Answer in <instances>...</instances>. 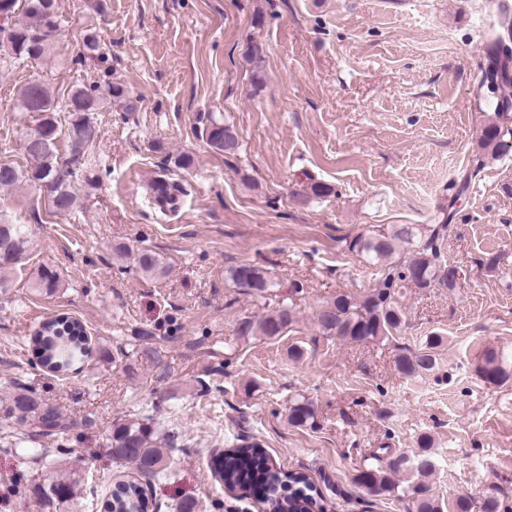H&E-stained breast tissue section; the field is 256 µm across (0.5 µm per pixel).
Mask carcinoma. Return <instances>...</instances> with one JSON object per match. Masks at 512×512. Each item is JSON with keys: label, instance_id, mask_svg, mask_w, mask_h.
Here are the masks:
<instances>
[{"label": "carcinoma", "instance_id": "1", "mask_svg": "<svg viewBox=\"0 0 512 512\" xmlns=\"http://www.w3.org/2000/svg\"><path fill=\"white\" fill-rule=\"evenodd\" d=\"M6 3L7 18L0 21V67L12 68L41 61L53 49L36 39V33L53 23L61 27L55 0H0ZM500 33L488 46V66L483 82L496 94L495 120L480 131L478 146L495 156L505 147V136H512V98L504 88L512 84L508 62L512 60V12H504L499 20ZM100 36L93 25L81 32L77 58L81 61L99 57ZM16 108L25 118L35 121L27 136L41 141V150L29 155L30 165L20 169L0 162V188H11L21 183L49 188V202L57 214L69 213L80 206V194L74 185V172L65 170L58 162L57 139L60 136L56 114L67 113L65 136L71 160L83 166L95 165L86 149L100 134L93 121V113L107 106H117L124 112L136 111V101L120 83L86 87L71 85L66 95L55 98L51 89L38 79L28 81L16 92ZM207 142L216 150L224 151V140L237 137L233 127L212 117L204 128ZM147 192L163 214L177 208L183 193L181 184L157 178ZM448 211L440 207L434 224H400L392 234L385 236L358 235L346 241L349 252L363 257L380 268V278L368 294L360 297L340 294L323 305L316 314L322 333L343 342L358 343L387 339L401 331L406 324L402 301L403 289L415 287L451 288L457 266L442 252V244L450 232ZM32 240L23 224H0V270L8 269L24 259ZM141 274L149 277L165 275L166 267L160 255L151 248H140L134 254ZM228 278L239 288L261 297L277 287L274 278L265 269L255 265H241L228 270ZM57 272L47 266L41 268L37 285L45 293L55 291ZM293 322L288 306H282L257 317H244L236 327L242 337L259 336L274 339L287 333ZM444 337L433 333L417 351L402 354L396 360L397 370L407 378H416L433 372L437 367V349ZM37 363L52 373H65L89 355V336L82 323L72 317L57 316L43 322L30 338ZM483 382L500 385L512 379V369L504 365L501 355L488 350L483 364L478 367ZM20 404L28 407V414L14 420L20 426L12 443L13 448L24 449L47 469L54 468L56 460L50 458L46 448L29 447L34 436H57L68 431L70 423L58 408L46 404L32 390L17 387L6 396L5 417ZM288 424L293 427H315V409L305 398L294 400L287 408ZM177 433L154 421L149 414H132L112 424L108 435L110 456L121 464H130L149 482L167 475L169 453L177 449ZM431 439L419 440V451L409 458L400 456L389 468L368 467L359 472L356 481L375 495H391L398 491L399 481L394 475L407 472L416 477L409 484L414 495V512H471L469 498L458 496L445 506L428 494L425 479L435 471L430 453ZM212 468L228 488L258 487L267 512H312L317 501L312 495L314 487L302 472H285L267 455L262 444L246 442L235 444L212 459ZM78 481L62 478L33 486V493L48 505L67 504L74 499ZM102 512H150V501L137 479H121L101 506Z\"/></svg>", "mask_w": 512, "mask_h": 512}]
</instances>
